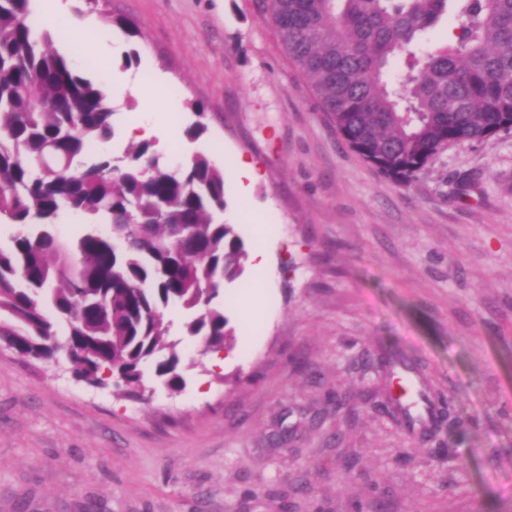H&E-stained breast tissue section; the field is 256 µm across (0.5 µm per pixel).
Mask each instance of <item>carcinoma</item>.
Wrapping results in <instances>:
<instances>
[{
  "mask_svg": "<svg viewBox=\"0 0 512 512\" xmlns=\"http://www.w3.org/2000/svg\"><path fill=\"white\" fill-rule=\"evenodd\" d=\"M265 8L336 132L398 184L450 145L512 131V0H267ZM450 12L453 43L423 49L424 32ZM50 42L31 0H0V224L22 227L0 245V345L44 359L67 350L71 372L93 384L117 366L127 394L141 391L148 366L178 390L182 355L165 311L188 312L185 335L209 349L233 335L213 301L243 274L248 254L234 225L215 218L226 207L224 171L204 155L185 170L164 167L141 142L106 174L111 160L90 147L110 138L115 111L101 83ZM398 57L408 69L399 88L388 74ZM53 143L86 168L82 178L61 181L33 166ZM63 210L106 216L111 233L92 228L62 243L52 226ZM386 402L411 423L400 398Z\"/></svg>",
  "mask_w": 512,
  "mask_h": 512,
  "instance_id": "obj_1",
  "label": "carcinoma"
}]
</instances>
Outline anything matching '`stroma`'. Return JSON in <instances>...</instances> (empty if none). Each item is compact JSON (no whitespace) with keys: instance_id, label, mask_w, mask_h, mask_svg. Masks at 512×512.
<instances>
[{"instance_id":"stroma-1","label":"stroma","mask_w":512,"mask_h":512,"mask_svg":"<svg viewBox=\"0 0 512 512\" xmlns=\"http://www.w3.org/2000/svg\"><path fill=\"white\" fill-rule=\"evenodd\" d=\"M49 30L84 75L135 51L131 80L162 89L147 111L113 86L106 154L146 117L203 121L161 156L224 170V221L267 263L218 299L222 365L167 310L178 392L130 398L0 347V512H512V132L401 186L337 134L260 0H69ZM242 157L262 173L246 195ZM382 354L448 400L431 439L385 412Z\"/></svg>"}]
</instances>
